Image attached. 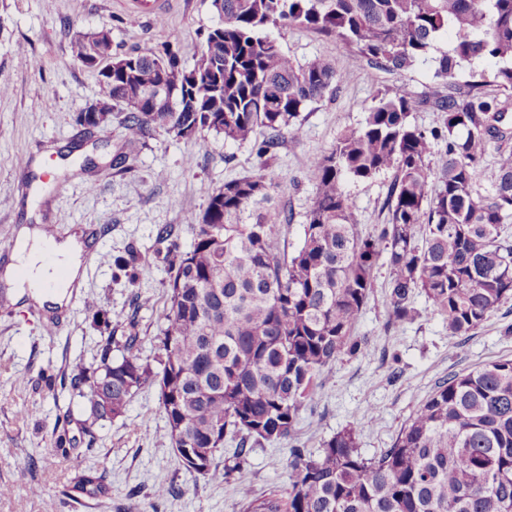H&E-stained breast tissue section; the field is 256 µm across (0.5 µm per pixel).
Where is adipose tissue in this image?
Here are the masks:
<instances>
[{
  "mask_svg": "<svg viewBox=\"0 0 512 512\" xmlns=\"http://www.w3.org/2000/svg\"><path fill=\"white\" fill-rule=\"evenodd\" d=\"M83 253L77 237L50 243L41 229L25 226L18 232L11 263L0 275L19 294L29 295L40 304L59 306L82 285Z\"/></svg>",
  "mask_w": 512,
  "mask_h": 512,
  "instance_id": "ef3b65f1",
  "label": "adipose tissue"
}]
</instances>
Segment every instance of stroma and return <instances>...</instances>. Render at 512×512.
Instances as JSON below:
<instances>
[{"mask_svg":"<svg viewBox=\"0 0 512 512\" xmlns=\"http://www.w3.org/2000/svg\"><path fill=\"white\" fill-rule=\"evenodd\" d=\"M125 11L123 0H0V83L8 86L0 93V270L11 260L20 226L41 228L63 214L104 230L97 255L87 260L79 300L66 314L12 302L0 278V485L10 489L0 496V512H43L49 498L60 501L61 512H242L235 481L213 482L179 465L156 387L139 389L123 415L96 421L73 380L96 365L104 343L121 357L132 331L141 356H155L168 281L167 256L154 249L158 227L171 226L174 241L188 248L212 192L262 169L288 182L285 205L293 220L286 243L297 246L314 191L308 158L357 126L378 91L421 95L433 83L430 62L393 74L313 29L279 28L272 35L290 57L326 59L343 72L336 92L302 112L299 140L281 138L260 157L252 144L213 135L208 154L189 170L192 142L153 132L118 164L126 110L114 107L98 129L76 124L77 112L99 99L100 85L96 70L72 58L71 41L106 23L114 54L170 44L189 69L217 22L211 0H169L163 14L137 27ZM390 182L383 174L348 184L360 230L383 223ZM388 279L386 262H379L374 294L354 329L367 339V352L328 368L302 412L298 443L307 450L351 424L362 455H377L448 374L512 358V300L469 335L452 338L419 296L417 319L389 330ZM61 445L67 455L57 454ZM288 456L285 443L254 448L242 476L255 494L287 489ZM88 467L102 473L105 492L63 497L71 476ZM160 486L172 494L158 502L153 492Z\"/></svg>","mask_w":512,"mask_h":512,"instance_id":"obj_1","label":"stroma"}]
</instances>
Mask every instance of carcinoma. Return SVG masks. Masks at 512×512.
<instances>
[{
  "instance_id": "obj_1",
  "label": "carcinoma",
  "mask_w": 512,
  "mask_h": 512,
  "mask_svg": "<svg viewBox=\"0 0 512 512\" xmlns=\"http://www.w3.org/2000/svg\"><path fill=\"white\" fill-rule=\"evenodd\" d=\"M219 22L208 31L191 69L165 47L118 57L125 68L101 75V96L123 105L144 97L125 116V142L149 131L193 143L192 168L207 151L204 133L252 143L260 156L286 135L302 134L300 112L343 79L336 64H300L284 53L270 28L304 26L334 37L350 52L388 72L419 61L434 68L430 92H383L362 122L343 131L326 152L307 160L314 187L303 239L280 247L291 215L281 207L287 181L263 171L224 182L192 225L193 240L168 269V307L156 340V364L126 337L112 358V338L92 374L77 388L92 416L122 415L144 385L159 391L179 464L214 482L231 478L258 445L288 443L287 494L256 496L240 486L244 512H512V359L483 363L438 383L413 409L391 447L367 458L357 431L343 428L315 452L295 444L305 402L324 370L367 350L353 335L374 292L381 257L389 267L386 328L415 320L420 294L448 336H467L512 299V0H216ZM455 34L448 51L434 43ZM111 28L74 38L85 64ZM502 62L464 83L476 60ZM164 85L177 109L153 101ZM428 103L438 112L426 132L411 121ZM110 117L79 112L94 129ZM443 154L432 165L435 144ZM497 150L493 189L474 187L477 167ZM392 173L385 223L363 234L354 221L348 180ZM237 462L222 465L224 441ZM70 491H103L95 470L79 472Z\"/></svg>"
}]
</instances>
